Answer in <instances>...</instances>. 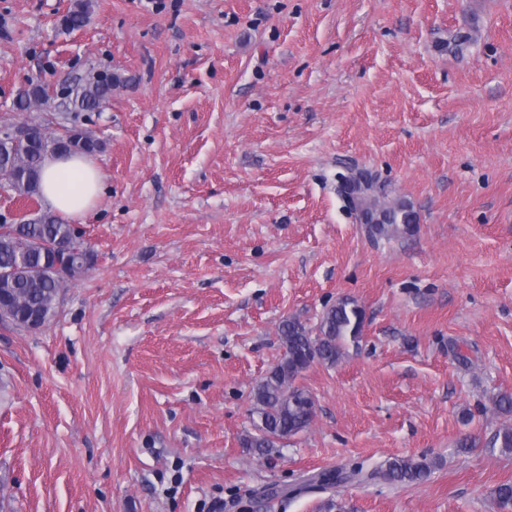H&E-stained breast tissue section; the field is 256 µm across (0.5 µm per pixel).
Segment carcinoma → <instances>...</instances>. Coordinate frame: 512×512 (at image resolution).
Masks as SVG:
<instances>
[{
  "label": "carcinoma",
  "instance_id": "obj_1",
  "mask_svg": "<svg viewBox=\"0 0 512 512\" xmlns=\"http://www.w3.org/2000/svg\"><path fill=\"white\" fill-rule=\"evenodd\" d=\"M93 9V0H77L60 22L62 32L71 33L84 28ZM132 82V77L117 70L101 71L78 80L63 78L66 90V110L75 116L94 112L106 103L112 92ZM72 150V144L50 134H37L28 144L14 145L0 141V175L13 178L14 193L19 196L40 195V179L46 159L58 151ZM363 208L381 216V223L372 225L380 236H390L398 231L413 230L417 214L403 201H385V193H374L362 200ZM69 245L78 251L87 248L78 238L75 227L66 224L53 213L45 210L29 221L0 225V271L9 275L0 279L12 296L17 311L23 313L36 308L50 320L56 314L59 293L68 281L79 277L88 267L83 261L71 263L69 277L58 278L49 263L51 247ZM364 311L350 298H342L329 307L311 334L302 323L288 319L280 327L281 340L287 351L279 362L254 387V413L258 422L255 433L246 439V447L264 452L280 441L295 436L312 424L316 416L313 396L296 385L297 378L313 363L333 366L345 353L349 344H358L363 329ZM490 446L512 454V426L504 425L493 433ZM435 463L422 455L419 457H393L373 468L369 476L389 483L413 484L429 479ZM364 464L322 470L304 477L292 491L307 492L314 488L328 490L355 481L362 474ZM500 509L512 512V481L499 484L492 492Z\"/></svg>",
  "mask_w": 512,
  "mask_h": 512
}]
</instances>
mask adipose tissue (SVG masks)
I'll list each match as a JSON object with an SVG mask.
<instances>
[{"label": "adipose tissue", "mask_w": 512, "mask_h": 512, "mask_svg": "<svg viewBox=\"0 0 512 512\" xmlns=\"http://www.w3.org/2000/svg\"><path fill=\"white\" fill-rule=\"evenodd\" d=\"M102 191V176L96 162L84 156L47 159L41 177L44 201L56 213L81 219Z\"/></svg>", "instance_id": "adipose-tissue-1"}]
</instances>
